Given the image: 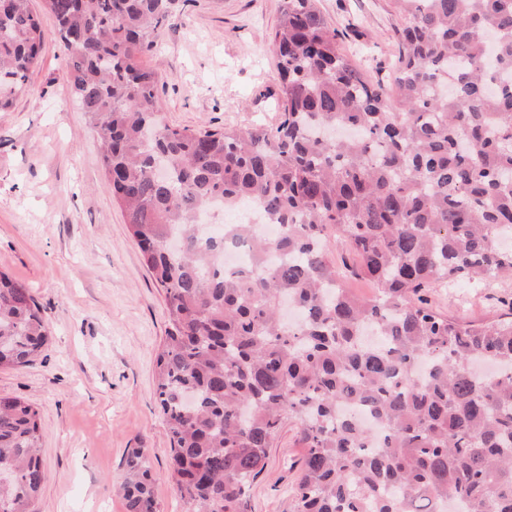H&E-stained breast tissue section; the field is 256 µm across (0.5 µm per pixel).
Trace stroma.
Returning <instances> with one entry per match:
<instances>
[{
    "mask_svg": "<svg viewBox=\"0 0 512 512\" xmlns=\"http://www.w3.org/2000/svg\"><path fill=\"white\" fill-rule=\"evenodd\" d=\"M280 0H177L145 64L159 77L170 124L269 126L279 116L277 60L268 36ZM46 31L28 91L0 112V270L26 284L51 332L29 365L0 370V396L39 408L46 480L37 512H125L114 491L129 452L146 449L163 512H191L169 469L155 409L154 358L167 327L164 294L107 190L98 142L74 100L65 50L43 0ZM339 43L372 78L393 67L391 0H320ZM453 317L488 321L512 300V276L490 288L436 289ZM304 448L280 430L251 491V512H291Z\"/></svg>",
    "mask_w": 512,
    "mask_h": 512,
    "instance_id": "35a3bbf8",
    "label": "stroma"
}]
</instances>
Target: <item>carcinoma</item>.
Listing matches in <instances>:
<instances>
[{
	"label": "carcinoma",
	"instance_id": "carcinoma-1",
	"mask_svg": "<svg viewBox=\"0 0 512 512\" xmlns=\"http://www.w3.org/2000/svg\"><path fill=\"white\" fill-rule=\"evenodd\" d=\"M44 2L105 185L165 294L156 405L193 512H251L287 422L305 448L291 512H512V301L471 321L427 296L512 274V0H393L386 81L341 51L319 0H281L277 123L196 131L166 121L143 62L175 0ZM44 38L27 0H0V112L27 90ZM245 202L276 237L199 221ZM330 231L356 266L329 258ZM241 235L253 264L226 268L224 239ZM349 272L376 295L344 288ZM48 340L29 288L0 270V368ZM43 438L37 408L0 397L3 512H35ZM127 467L125 512H162L145 449Z\"/></svg>",
	"mask_w": 512,
	"mask_h": 512
}]
</instances>
